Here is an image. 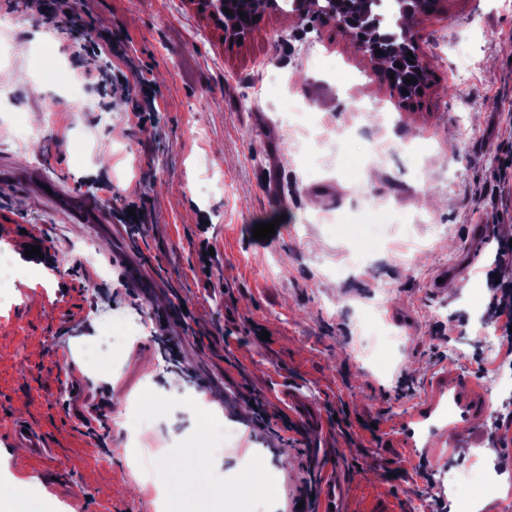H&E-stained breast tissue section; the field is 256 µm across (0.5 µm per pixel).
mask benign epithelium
<instances>
[{
	"label": "benign epithelium",
	"instance_id": "benign-epithelium-1",
	"mask_svg": "<svg viewBox=\"0 0 512 512\" xmlns=\"http://www.w3.org/2000/svg\"><path fill=\"white\" fill-rule=\"evenodd\" d=\"M441 0L431 2V10L422 7L423 0H398L399 36H394L373 20L372 5L378 0H292V12L300 19L332 23L350 37L371 61L380 64L374 70L377 79L386 82L409 105L420 97L418 90L426 89L432 75L426 55L421 51L420 36L414 24L420 16L436 12ZM196 11L213 27L222 32L224 48L232 50L247 43L253 36L256 23L277 7L276 0H188ZM229 9L230 13L223 12ZM381 50L382 54L375 53ZM412 56H407V53ZM415 82L406 84L409 79ZM407 93H402V89Z\"/></svg>",
	"mask_w": 512,
	"mask_h": 512
}]
</instances>
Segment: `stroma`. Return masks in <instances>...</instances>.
<instances>
[{"label":"stroma","instance_id":"35a3bbf8","mask_svg":"<svg viewBox=\"0 0 512 512\" xmlns=\"http://www.w3.org/2000/svg\"><path fill=\"white\" fill-rule=\"evenodd\" d=\"M23 0L11 32L0 31V411L49 432L54 463L31 460L0 424V489L37 481V512H162L176 492L135 471L131 435L161 458L206 448L208 484L190 487L187 512H292L313 455L351 461L348 512H505L512 491V414L477 373L512 364V343L486 350L487 273L497 241L512 239V0H441L421 17V47L432 83L399 106L370 62L334 25H306L291 10L265 15L251 44L222 48L187 0H94L98 22L119 29L126 54L112 58L129 78L159 87L156 125L130 104L77 84L99 56L70 58L67 43ZM286 82L264 98L249 94L267 74ZM343 128L334 147L304 142L298 126ZM369 101L378 111L358 119ZM38 128L14 139L17 121ZM359 159L357 168L344 165ZM95 192L104 213L145 197L151 222L138 248L160 286L128 288L112 255L111 225L76 224L41 196L44 179ZM276 222L271 238L255 225ZM486 238H479L478 230ZM41 257H27L30 239ZM96 248L100 266L85 263ZM383 309L399 339L385 372L358 350L363 320ZM180 298L205 345L188 341L180 362L166 359L156 317ZM268 331L266 340L255 330ZM462 383L468 407L495 450L453 448L462 428L440 422L411 447L403 429L425 412L432 378ZM320 405L325 430L308 447L252 422L249 401L281 411L282 383ZM216 407H208V400ZM235 432L239 443H225ZM254 452L274 478L260 502L228 505L211 488L242 480L239 449ZM449 467L483 470L479 498L442 486L425 454ZM69 472L56 484L55 466Z\"/></svg>","mask_w":512,"mask_h":512}]
</instances>
